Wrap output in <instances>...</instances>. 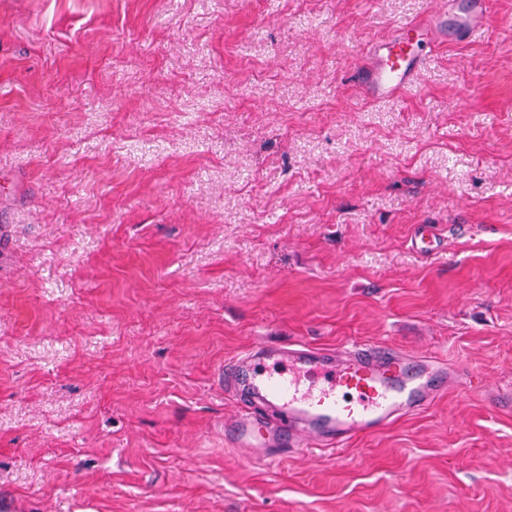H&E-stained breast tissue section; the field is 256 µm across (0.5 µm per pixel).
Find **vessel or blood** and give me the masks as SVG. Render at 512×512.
<instances>
[{
    "label": "vessel or blood",
    "mask_w": 512,
    "mask_h": 512,
    "mask_svg": "<svg viewBox=\"0 0 512 512\" xmlns=\"http://www.w3.org/2000/svg\"><path fill=\"white\" fill-rule=\"evenodd\" d=\"M490 4L452 0L426 23L398 24L391 36L368 45L360 85L374 99L413 86L441 34L473 38L486 27ZM411 243L427 258L441 251L427 224L417 226ZM468 380L446 362L377 344L260 346L224 365V382L237 402L224 424V443L268 464L291 448L338 450L353 438L384 433Z\"/></svg>",
    "instance_id": "b4317fda"
}]
</instances>
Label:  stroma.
<instances>
[{
    "label": "stroma",
    "mask_w": 512,
    "mask_h": 512,
    "mask_svg": "<svg viewBox=\"0 0 512 512\" xmlns=\"http://www.w3.org/2000/svg\"><path fill=\"white\" fill-rule=\"evenodd\" d=\"M445 2L0 0L15 512H512V0L397 96L354 78ZM349 341L471 383L337 452L225 447L226 361ZM412 247L426 258L437 256L441 247L434 228L428 224H420L411 239Z\"/></svg>",
    "instance_id": "obj_1"
}]
</instances>
